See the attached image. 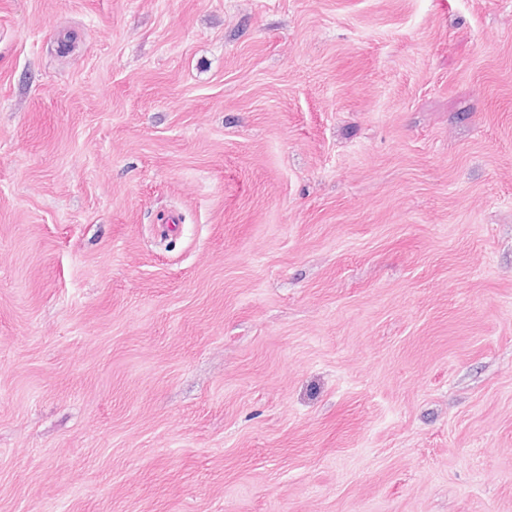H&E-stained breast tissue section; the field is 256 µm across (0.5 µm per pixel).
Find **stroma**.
Returning <instances> with one entry per match:
<instances>
[{"instance_id":"obj_1","label":"stroma","mask_w":512,"mask_h":512,"mask_svg":"<svg viewBox=\"0 0 512 512\" xmlns=\"http://www.w3.org/2000/svg\"><path fill=\"white\" fill-rule=\"evenodd\" d=\"M0 512H512V0H0Z\"/></svg>"}]
</instances>
